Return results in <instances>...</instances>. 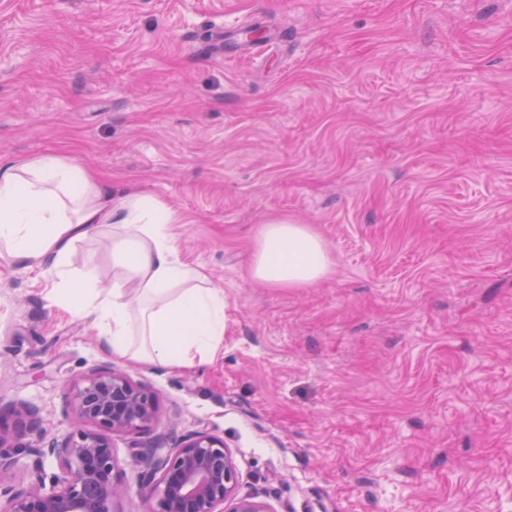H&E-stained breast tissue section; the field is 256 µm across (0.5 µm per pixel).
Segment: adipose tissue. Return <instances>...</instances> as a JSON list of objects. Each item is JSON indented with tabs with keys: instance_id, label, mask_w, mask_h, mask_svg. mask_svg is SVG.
Masks as SVG:
<instances>
[{
	"instance_id": "adipose-tissue-1",
	"label": "adipose tissue",
	"mask_w": 512,
	"mask_h": 512,
	"mask_svg": "<svg viewBox=\"0 0 512 512\" xmlns=\"http://www.w3.org/2000/svg\"><path fill=\"white\" fill-rule=\"evenodd\" d=\"M173 209L148 194L112 202L108 188L75 162L40 156L23 169L0 165V244L52 281L66 311L92 318L106 353L145 367L196 370L224 341V293L182 262L168 232ZM111 237L112 288L96 291L93 273L72 270L71 246ZM332 271L323 238L283 219L260 225L249 274L271 288H310Z\"/></svg>"
}]
</instances>
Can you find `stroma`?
<instances>
[{
    "mask_svg": "<svg viewBox=\"0 0 512 512\" xmlns=\"http://www.w3.org/2000/svg\"><path fill=\"white\" fill-rule=\"evenodd\" d=\"M262 18L260 56L214 26ZM46 154L172 207L181 261L224 292V344L175 374L106 355L92 318L0 258V431L112 367L153 391L116 434L142 512L139 443L205 430L271 512H512V0H0V160ZM311 225V288L253 281L258 225ZM76 266L112 286L104 238Z\"/></svg>",
    "mask_w": 512,
    "mask_h": 512,
    "instance_id": "1",
    "label": "stroma"
}]
</instances>
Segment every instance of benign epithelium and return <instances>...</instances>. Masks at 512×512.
<instances>
[{"label":"benign epithelium","mask_w":512,"mask_h":512,"mask_svg":"<svg viewBox=\"0 0 512 512\" xmlns=\"http://www.w3.org/2000/svg\"><path fill=\"white\" fill-rule=\"evenodd\" d=\"M67 402L82 425L47 444L38 410L16 412L18 425L36 435L25 447L29 483L16 490L0 482V512H115L123 489L111 436L146 431L156 396L121 371L96 368L70 386ZM164 443L157 436L136 454L145 512H271L258 494L240 491L236 457L223 439L196 431L175 448L166 451ZM49 459L58 464L51 475Z\"/></svg>","instance_id":"1"}]
</instances>
